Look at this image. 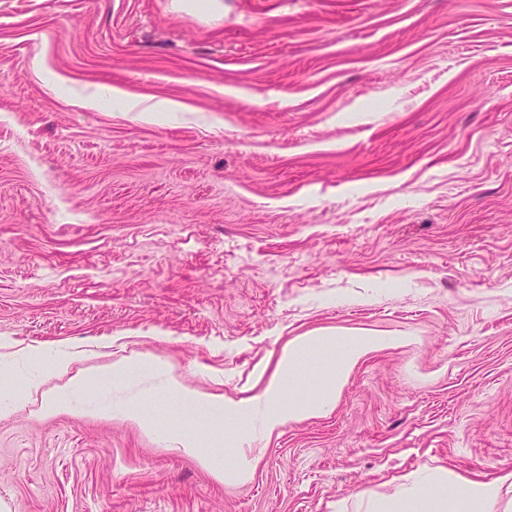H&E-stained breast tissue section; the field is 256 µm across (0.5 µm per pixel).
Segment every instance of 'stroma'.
<instances>
[{
  "label": "stroma",
  "instance_id": "obj_1",
  "mask_svg": "<svg viewBox=\"0 0 512 512\" xmlns=\"http://www.w3.org/2000/svg\"><path fill=\"white\" fill-rule=\"evenodd\" d=\"M0 0V512H365L421 466L512 467V0ZM170 98L152 118L81 91ZM412 337L325 416L216 479L231 426L133 353L236 400L289 340ZM84 363L60 371L61 347ZM142 400L143 397L139 393L131 395L124 410V417L136 422L144 431L151 432L155 430V427L153 422L142 412ZM240 441L241 432H237L234 437L228 439L229 444L234 448H229L227 455L232 459L224 469L215 466L211 456L200 446L198 439L187 436L175 437L174 442H176L177 448L174 449L193 457L201 467L218 477L245 482L251 478L257 463L262 458L264 448H241Z\"/></svg>",
  "mask_w": 512,
  "mask_h": 512
}]
</instances>
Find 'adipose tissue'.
<instances>
[{
  "instance_id": "ef3b65f1",
  "label": "adipose tissue",
  "mask_w": 512,
  "mask_h": 512,
  "mask_svg": "<svg viewBox=\"0 0 512 512\" xmlns=\"http://www.w3.org/2000/svg\"><path fill=\"white\" fill-rule=\"evenodd\" d=\"M403 337L358 331L323 336H299L283 348L274 370L262 376L260 389L238 400L186 386L173 373H166L164 392L196 406L217 410L231 425L253 436L271 437L290 419L323 416L330 412L352 370L368 355L402 345ZM321 349L326 365L313 395H306L301 372L308 351ZM229 463L216 468L199 440L180 436V453L193 457L201 467L237 482L251 478L261 460L259 448H244L239 437L229 440ZM512 487V468L491 477L470 478L448 468H417L405 475L401 488L389 495L364 494L366 512H498L504 487Z\"/></svg>"
}]
</instances>
